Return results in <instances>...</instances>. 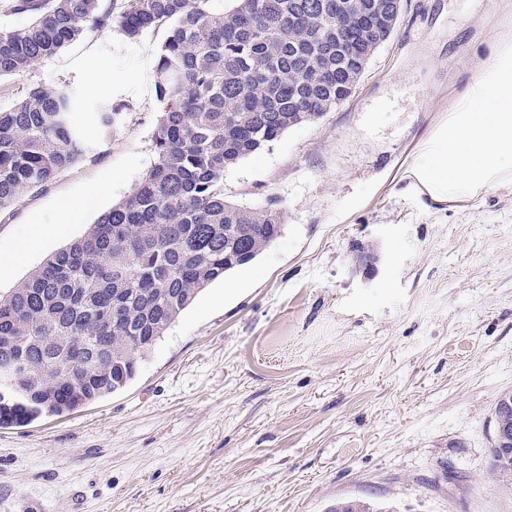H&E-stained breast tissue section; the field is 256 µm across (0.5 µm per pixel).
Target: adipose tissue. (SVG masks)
<instances>
[{
	"label": "adipose tissue",
	"mask_w": 512,
	"mask_h": 512,
	"mask_svg": "<svg viewBox=\"0 0 512 512\" xmlns=\"http://www.w3.org/2000/svg\"><path fill=\"white\" fill-rule=\"evenodd\" d=\"M413 173L438 202L512 177V40L497 41Z\"/></svg>",
	"instance_id": "ef3b65f1"
}]
</instances>
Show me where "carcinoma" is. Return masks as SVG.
Listing matches in <instances>:
<instances>
[{
  "instance_id": "carcinoma-1",
  "label": "carcinoma",
  "mask_w": 512,
  "mask_h": 512,
  "mask_svg": "<svg viewBox=\"0 0 512 512\" xmlns=\"http://www.w3.org/2000/svg\"><path fill=\"white\" fill-rule=\"evenodd\" d=\"M5 0L24 28L0 30V77L22 76L89 31L128 39L164 28L153 70L159 115L153 163L85 234L0 295V428L23 427L124 388L138 359L206 287L253 262L284 229L271 203L224 198V171L344 103L399 19L391 0ZM343 28L336 30V18ZM128 105L97 112L104 135ZM89 150L60 83L0 111V211L44 190ZM489 467L512 476L490 450ZM357 499L330 512H372Z\"/></svg>"
}]
</instances>
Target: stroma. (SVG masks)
Returning a JSON list of instances; mask_svg holds the SVG:
<instances>
[{
	"label": "stroma",
	"instance_id": "35a3bbf8",
	"mask_svg": "<svg viewBox=\"0 0 512 512\" xmlns=\"http://www.w3.org/2000/svg\"><path fill=\"white\" fill-rule=\"evenodd\" d=\"M495 37L512 38V0H405L348 100L226 170L225 198L276 204L281 237L203 290L126 387L0 428V512H512L489 468L494 404L512 392V178L438 203L412 173ZM164 38L89 32L0 77L2 111L63 81L90 145L0 214V249L97 194L0 272L1 292L149 169ZM110 102L129 110L105 136L95 114Z\"/></svg>",
	"mask_w": 512,
	"mask_h": 512
}]
</instances>
